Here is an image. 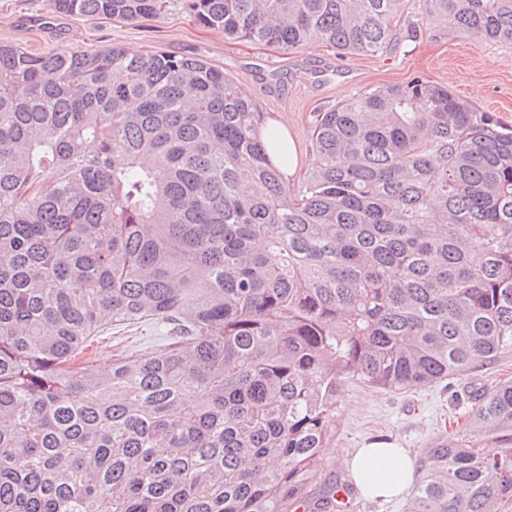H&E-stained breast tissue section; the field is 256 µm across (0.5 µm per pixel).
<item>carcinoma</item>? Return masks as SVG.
Wrapping results in <instances>:
<instances>
[{"mask_svg": "<svg viewBox=\"0 0 512 512\" xmlns=\"http://www.w3.org/2000/svg\"><path fill=\"white\" fill-rule=\"evenodd\" d=\"M407 2L180 0L228 39L342 56L387 48ZM420 2L430 30L512 38V0ZM266 126L198 59L0 44V512H333L336 485L303 490L345 382L407 390L512 351L511 126L415 77L319 113L297 185ZM105 320L175 336L76 363ZM473 423L490 443L433 441L407 512L512 507L511 380Z\"/></svg>", "mask_w": 512, "mask_h": 512, "instance_id": "cac0c4a2", "label": "carcinoma"}]
</instances>
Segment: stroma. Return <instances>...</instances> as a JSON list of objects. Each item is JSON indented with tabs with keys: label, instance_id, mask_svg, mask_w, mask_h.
Masks as SVG:
<instances>
[{
	"label": "stroma",
	"instance_id": "35a3bbf8",
	"mask_svg": "<svg viewBox=\"0 0 512 512\" xmlns=\"http://www.w3.org/2000/svg\"><path fill=\"white\" fill-rule=\"evenodd\" d=\"M417 0L387 52L337 57L315 43L295 52L225 39L198 26L176 0L158 19L76 20L53 12L50 0H0V44L41 54L57 49L82 52L118 45L138 55L161 51L196 58L247 87L268 119L285 123L296 150L294 180L313 166L309 143L317 115L327 107L375 88L425 76L448 87L475 111L512 125V40H488L447 30L426 35ZM168 329L149 321L110 326L88 342L82 358L99 367L114 358L164 344ZM512 379V352L499 362L476 365L454 378L423 387L390 391L358 382L343 385L330 415L334 435L322 456L323 470L310 478V498L322 497L329 480L348 485L347 506L337 512H405L407 499H364L350 487L344 466L356 449L372 443L407 449L422 460L441 436L473 434L471 397L492 383Z\"/></svg>",
	"mask_w": 512,
	"mask_h": 512
}]
</instances>
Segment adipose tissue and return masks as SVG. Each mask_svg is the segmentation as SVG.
<instances>
[{
  "label": "adipose tissue",
  "instance_id": "adipose-tissue-1",
  "mask_svg": "<svg viewBox=\"0 0 512 512\" xmlns=\"http://www.w3.org/2000/svg\"><path fill=\"white\" fill-rule=\"evenodd\" d=\"M346 468L365 498L391 499L408 489L416 474V464L403 448L368 447L357 449Z\"/></svg>",
  "mask_w": 512,
  "mask_h": 512
}]
</instances>
